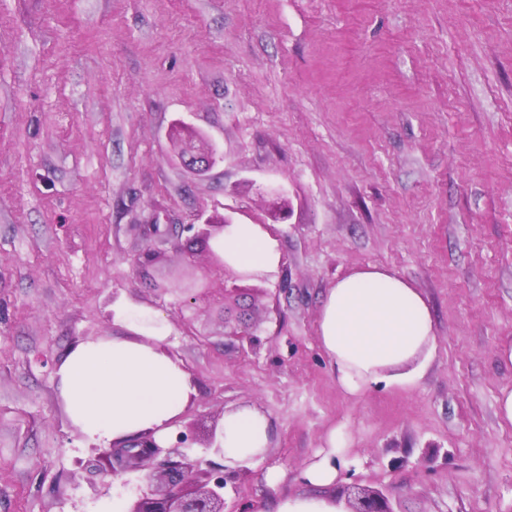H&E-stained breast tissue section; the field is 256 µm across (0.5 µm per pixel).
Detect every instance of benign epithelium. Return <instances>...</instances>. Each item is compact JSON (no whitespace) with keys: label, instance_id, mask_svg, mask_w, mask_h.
Masks as SVG:
<instances>
[{"label":"benign epithelium","instance_id":"1","mask_svg":"<svg viewBox=\"0 0 512 512\" xmlns=\"http://www.w3.org/2000/svg\"><path fill=\"white\" fill-rule=\"evenodd\" d=\"M206 148L204 160L195 166L203 173L217 158V148L200 135L193 136L182 150L184 162L200 157V148ZM254 325L243 321L224 319V338L239 344L253 345ZM188 435L177 436L176 444L161 448L148 438L135 441L130 447L111 450L110 459L124 470H144L145 488L140 490L128 512H224V490L236 475L214 467L201 468L202 460H189L181 445ZM352 512H395L383 491L360 488L354 497Z\"/></svg>","mask_w":512,"mask_h":512}]
</instances>
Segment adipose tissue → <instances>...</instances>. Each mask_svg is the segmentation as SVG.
<instances>
[{
  "mask_svg": "<svg viewBox=\"0 0 512 512\" xmlns=\"http://www.w3.org/2000/svg\"><path fill=\"white\" fill-rule=\"evenodd\" d=\"M231 269L245 274L276 271L278 245L259 224H229L210 241ZM118 333L74 343L61 361L56 384L75 429L91 443L127 445L151 437L166 446L196 398L192 372L169 340L168 319L152 308L117 304ZM318 346L349 396L379 383L412 386L426 363L423 351L435 340L431 308L397 273L367 266L327 288L317 318ZM274 425L252 405L226 410L217 423L224 462L255 467L266 458ZM344 439L331 432L328 446L301 472L306 489L279 493L273 512H347L327 492L343 481Z\"/></svg>",
  "mask_w": 512,
  "mask_h": 512,
  "instance_id": "adipose-tissue-1",
  "label": "adipose tissue"
}]
</instances>
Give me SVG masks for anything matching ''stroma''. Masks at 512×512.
Instances as JSON below:
<instances>
[{
    "label": "stroma",
    "mask_w": 512,
    "mask_h": 512,
    "mask_svg": "<svg viewBox=\"0 0 512 512\" xmlns=\"http://www.w3.org/2000/svg\"><path fill=\"white\" fill-rule=\"evenodd\" d=\"M220 157L185 165L176 129ZM281 208H270L272 190ZM267 227L255 348L224 342V275L183 224ZM155 259L148 275L135 260ZM368 265L427 299L415 389L342 393L317 343L326 288ZM210 288L185 303V270ZM123 297L161 310L198 382L179 428L249 402L274 424L226 512H269L331 430L350 482L397 512H512V0H0V512L135 496L58 396L75 341Z\"/></svg>",
    "instance_id": "1"
}]
</instances>
